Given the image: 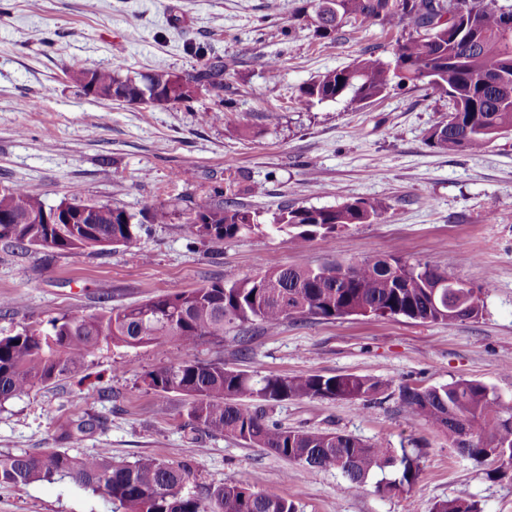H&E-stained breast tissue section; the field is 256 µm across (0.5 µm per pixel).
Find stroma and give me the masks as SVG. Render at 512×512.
I'll return each instance as SVG.
<instances>
[{
  "instance_id": "35a3bbf8",
  "label": "stroma",
  "mask_w": 512,
  "mask_h": 512,
  "mask_svg": "<svg viewBox=\"0 0 512 512\" xmlns=\"http://www.w3.org/2000/svg\"><path fill=\"white\" fill-rule=\"evenodd\" d=\"M306 0H0V187L25 185L49 206L70 190L135 216L165 209L131 247L60 255L0 246V335L57 317L128 305L213 280L306 261L348 265L399 253L428 261L473 288L475 317L422 324L402 316H351L256 330L248 353L233 333L194 354L259 375L353 373L386 383L370 405L288 400L273 420L288 428L342 431L379 448L419 455L411 492L349 489L337 471H311L228 437L192 436L180 396L145 389L142 376L170 362L172 341L104 347L83 376L0 404V453L53 449L91 455L108 448L117 462L191 458L196 491L234 479L280 495L297 512H432L467 492L481 512H512V466L462 456L446 434L408 419L402 385L478 380L512 406V134L478 151L444 153L427 142L448 97L407 85L354 109L345 101L298 105L301 87L365 52L389 56L408 36L407 21L344 27L320 37ZM188 43L211 47L228 69L223 91L189 104L115 103L83 92L72 71L115 59L134 72L197 67ZM279 59L280 76L266 64ZM230 106L250 130L213 121ZM237 179L239 202L257 211L288 203L329 207L385 201L387 212L302 249L286 238L253 235L219 247L190 244L192 204L210 186ZM259 183L262 195L247 193ZM95 416L97 427L78 432ZM0 512H112L99 493L70 479L0 488Z\"/></svg>"
}]
</instances>
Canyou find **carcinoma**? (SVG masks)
Listing matches in <instances>:
<instances>
[{
  "label": "carcinoma",
  "instance_id": "carcinoma-1",
  "mask_svg": "<svg viewBox=\"0 0 512 512\" xmlns=\"http://www.w3.org/2000/svg\"><path fill=\"white\" fill-rule=\"evenodd\" d=\"M313 24L324 37L344 26L385 22L395 16L414 29L384 59L373 52L342 68L327 70L301 89L298 103L344 100L362 107L406 84L448 95V119L433 125L427 141L442 152L481 151L512 132V89L488 82L490 74L512 84V5L503 0H309ZM199 67L185 73L147 74L107 62L73 72L74 82H91L109 99L143 96L142 103L184 104L198 91L224 87V58L193 48ZM233 179L211 187L188 229L202 243L250 235H288L297 249L339 227L370 224L388 206L355 200L331 207L282 206L252 211L238 201ZM44 203L20 184L0 190V242L19 249L52 247L71 255L129 247L143 223L121 207L99 203L90 224H40ZM448 273L428 262L411 263L397 253L343 268H314L302 261L251 277L211 281L197 288L71 318L51 319L49 328L25 327L0 336V402L77 373L101 344L137 348L175 341L186 349L201 341L224 342L236 331L247 344L255 330L286 322L335 320L350 316H403L422 324L451 323L478 313L463 288H439ZM146 389L182 397L187 425L206 434L230 436L253 448L312 471L336 470L355 491L365 489L377 470L395 476L375 491L408 492L419 475L417 457L392 455L340 431L295 430L268 420L266 409L290 399L371 402L384 385L357 374L265 375L228 369L222 361L179 357L145 373ZM399 400L413 420L448 434L461 455L512 461V407L485 384L462 379L433 387L402 385ZM69 478L102 493L124 512H296L293 501L253 492L228 481L205 497L188 490L194 470L187 459L139 458L115 462L106 448L93 456L53 450L43 454H1L0 487ZM433 512H480L459 494L435 503Z\"/></svg>",
  "mask_w": 512,
  "mask_h": 512
}]
</instances>
